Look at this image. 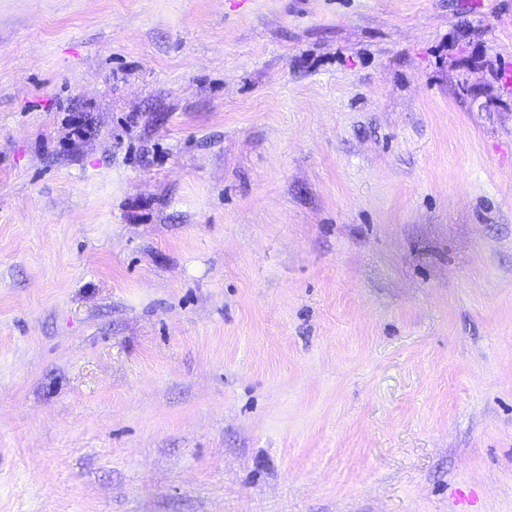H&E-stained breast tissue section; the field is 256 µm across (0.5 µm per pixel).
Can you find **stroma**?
Returning a JSON list of instances; mask_svg holds the SVG:
<instances>
[{"label":"stroma","mask_w":512,"mask_h":512,"mask_svg":"<svg viewBox=\"0 0 512 512\" xmlns=\"http://www.w3.org/2000/svg\"><path fill=\"white\" fill-rule=\"evenodd\" d=\"M0 512H512V0H0Z\"/></svg>","instance_id":"1"}]
</instances>
